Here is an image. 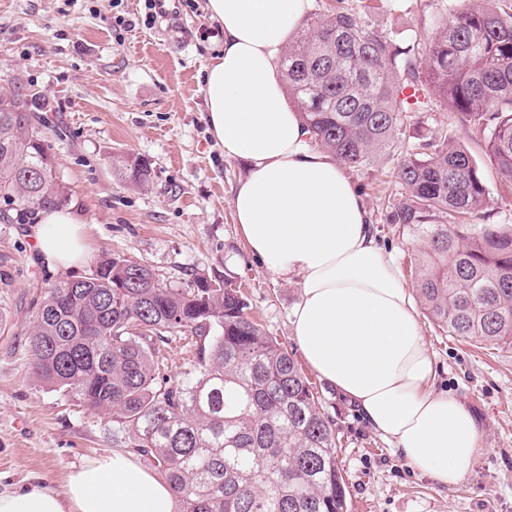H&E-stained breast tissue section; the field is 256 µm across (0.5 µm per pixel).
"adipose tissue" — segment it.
<instances>
[{
    "mask_svg": "<svg viewBox=\"0 0 512 512\" xmlns=\"http://www.w3.org/2000/svg\"><path fill=\"white\" fill-rule=\"evenodd\" d=\"M310 0H207L224 47L202 77L209 128L249 173L232 205L251 255L296 282L291 332L307 364L391 441L407 463L443 486L470 472L482 440L453 394L435 392V362L412 293L379 244L358 188L330 154L311 148L277 72ZM83 218L41 213L40 259L86 258ZM0 512H176L170 487L126 454L73 472L65 494L41 485L0 493Z\"/></svg>",
    "mask_w": 512,
    "mask_h": 512,
    "instance_id": "obj_1",
    "label": "adipose tissue"
}]
</instances>
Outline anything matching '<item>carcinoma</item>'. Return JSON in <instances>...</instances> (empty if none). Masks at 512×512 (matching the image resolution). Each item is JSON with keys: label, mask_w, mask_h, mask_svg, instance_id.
Masks as SVG:
<instances>
[{"label": "carcinoma", "mask_w": 512, "mask_h": 512, "mask_svg": "<svg viewBox=\"0 0 512 512\" xmlns=\"http://www.w3.org/2000/svg\"><path fill=\"white\" fill-rule=\"evenodd\" d=\"M425 65H418V56ZM289 102L311 146L360 170L396 157L403 188L386 206L417 247V296L450 336L512 347V224H473L490 191L463 146L416 136L402 114L434 106L484 144L512 184V5L457 0L435 29L400 48L338 6L314 13L280 59ZM427 87L408 103L406 88ZM43 108L0 92V223L26 224L68 204L44 143ZM135 187L147 164L112 156ZM199 338L176 379L154 344ZM31 367L47 386L112 417V443L160 471L179 512H348L326 398L293 354L248 312L227 278L163 286L146 265L102 257L81 279L59 280L35 304Z\"/></svg>", "instance_id": "cac0c4a2"}]
</instances>
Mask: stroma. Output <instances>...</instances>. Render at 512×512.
<instances>
[{
	"mask_svg": "<svg viewBox=\"0 0 512 512\" xmlns=\"http://www.w3.org/2000/svg\"><path fill=\"white\" fill-rule=\"evenodd\" d=\"M207 0H175L176 25L145 22L144 0H0V89L37 93L49 110L44 136L70 205L85 218L89 259L126 257L159 282L187 288L200 275L240 283L251 314L290 352L299 347L289 316L296 284L268 271L247 251L232 199L247 175L228 158L206 120L201 78L224 43ZM374 30L398 46L430 33L451 0H345ZM129 24L118 27L115 14ZM410 133L443 136L475 156L490 188L480 223L512 224V185L504 183L479 142L448 112H411ZM146 162L149 184L137 188L112 174V157ZM352 177L381 244L406 283L414 250L401 225L385 220L401 185L381 160ZM89 271L38 262L30 225L0 223V491L44 484L64 492L69 475L115 452L112 420L31 372L29 334L43 288ZM418 321L436 365L433 389L455 394L478 419L482 440L471 471L444 487L412 469L370 430L352 405L318 375L336 425L339 461L353 512H512V347L449 336L425 310Z\"/></svg>",
	"mask_w": 512,
	"mask_h": 512,
	"instance_id": "35a3bbf8",
	"label": "stroma"
}]
</instances>
